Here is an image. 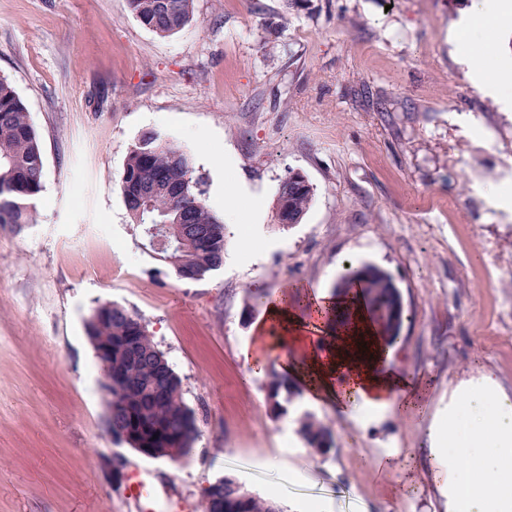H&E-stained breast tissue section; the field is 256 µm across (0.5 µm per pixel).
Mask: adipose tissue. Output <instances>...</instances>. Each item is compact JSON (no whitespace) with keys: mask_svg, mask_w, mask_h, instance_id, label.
Segmentation results:
<instances>
[{"mask_svg":"<svg viewBox=\"0 0 512 512\" xmlns=\"http://www.w3.org/2000/svg\"><path fill=\"white\" fill-rule=\"evenodd\" d=\"M461 30L478 40L487 32L512 31V0H483L464 14ZM307 313L292 309L285 295L273 296L256 330L263 348L240 351L244 366L262 372L268 358L291 382L301 384L307 401L336 407L366 421L406 401L413 384L395 365L362 305L351 318L355 338L331 331L325 313H338L339 302L327 291H309ZM430 458L445 498V512H512V395L484 376L448 387V409L432 424Z\"/></svg>","mask_w":512,"mask_h":512,"instance_id":"obj_1","label":"adipose tissue"}]
</instances>
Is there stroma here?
<instances>
[{"label":"stroma","mask_w":512,"mask_h":512,"mask_svg":"<svg viewBox=\"0 0 512 512\" xmlns=\"http://www.w3.org/2000/svg\"><path fill=\"white\" fill-rule=\"evenodd\" d=\"M477 0H194L157 37L126 0H0V75L43 149L36 223L0 225V512H142L104 461L149 472L173 504L231 475L284 512H445L429 459L449 384L493 376L512 393V106L472 84L512 68V40L463 47L451 33ZM152 130L180 146L207 202L238 183L273 209L291 171L314 187L301 223L259 231L240 263L180 280L141 245L119 189ZM223 144L224 155L212 144ZM382 275L400 322L396 363L420 382L412 407L360 422L315 408L334 446L289 439L265 375L238 352L262 308L248 293ZM115 302L141 318L183 380L199 435L179 461L109 433L84 324Z\"/></svg>","instance_id":"stroma-1"}]
</instances>
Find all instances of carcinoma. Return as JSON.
<instances>
[{
	"mask_svg": "<svg viewBox=\"0 0 512 512\" xmlns=\"http://www.w3.org/2000/svg\"><path fill=\"white\" fill-rule=\"evenodd\" d=\"M194 0H127L139 22L160 38L182 31L193 17ZM194 172L188 155L175 144L147 131L130 148L120 184L143 187L158 176L176 180ZM44 161L36 130L13 84L0 76V224L22 229L37 222L34 199L43 188ZM288 195V207L301 220L309 210L311 184L294 186L283 179L276 198ZM197 232L184 233L182 211L166 195H143L142 210L127 207L140 237L146 222L166 224L174 247L159 254L167 266L193 274L218 268L224 260L225 225L200 194L188 201ZM359 295L375 307L393 304L389 288L380 279H365ZM87 335L109 347L112 382V432L126 435L135 451L177 461L188 455L198 435L193 411L184 400L183 381L173 370L154 336L141 318L125 307L94 309ZM300 392L286 377L268 374L267 398L276 414ZM297 433L314 456H325L333 447L330 428L311 412L297 419ZM202 512H283L273 499L247 491L234 477L225 475L202 490Z\"/></svg>",
	"mask_w": 512,
	"mask_h": 512,
	"instance_id": "carcinoma-1",
	"label": "carcinoma"
}]
</instances>
